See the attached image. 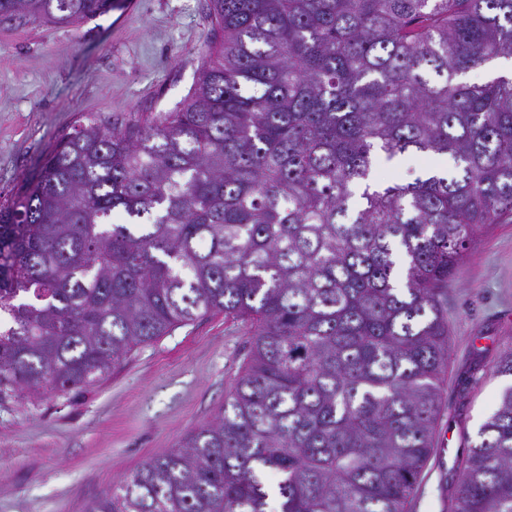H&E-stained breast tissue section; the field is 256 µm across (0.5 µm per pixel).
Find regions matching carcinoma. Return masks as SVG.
<instances>
[{
  "label": "carcinoma",
  "mask_w": 512,
  "mask_h": 512,
  "mask_svg": "<svg viewBox=\"0 0 512 512\" xmlns=\"http://www.w3.org/2000/svg\"><path fill=\"white\" fill-rule=\"evenodd\" d=\"M108 3L0 0V22ZM208 6L181 107L82 114L0 204V400L90 385L222 313L251 333L224 411L85 512H409L442 410V296L512 223V76L462 81L512 60V0ZM407 151L452 169L369 183L376 153ZM454 512H512V386Z\"/></svg>",
  "instance_id": "obj_1"
}]
</instances>
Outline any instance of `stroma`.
Wrapping results in <instances>:
<instances>
[{
	"instance_id": "stroma-1",
	"label": "stroma",
	"mask_w": 512,
	"mask_h": 512,
	"mask_svg": "<svg viewBox=\"0 0 512 512\" xmlns=\"http://www.w3.org/2000/svg\"><path fill=\"white\" fill-rule=\"evenodd\" d=\"M208 0H118L78 26L0 23V202L39 165L76 113L121 125L174 110L197 81ZM429 162L377 159L371 183L406 182ZM448 370L437 444L410 512H452L480 425L512 379V223L470 246L445 292ZM250 334L207 314L137 347L82 390L0 404V512H83L86 504L224 409Z\"/></svg>"
}]
</instances>
